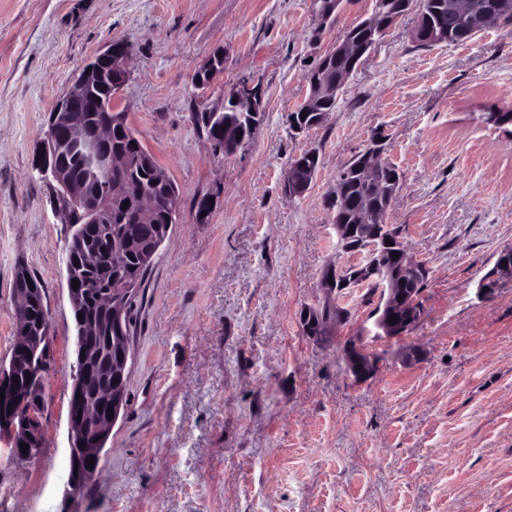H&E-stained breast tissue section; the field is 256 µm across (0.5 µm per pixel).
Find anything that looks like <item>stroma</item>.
I'll list each match as a JSON object with an SVG mask.
<instances>
[{
	"label": "stroma",
	"instance_id": "obj_1",
	"mask_svg": "<svg viewBox=\"0 0 512 512\" xmlns=\"http://www.w3.org/2000/svg\"><path fill=\"white\" fill-rule=\"evenodd\" d=\"M372 8L347 0L322 31L313 0H0V360L18 265L41 279L53 322L43 448L24 465L0 450V512H512V279L479 290L512 247V136L478 119L512 109V23L422 48L410 7L325 122L295 134L307 72ZM111 40L132 49L112 106L180 196L134 310L127 403L97 479L74 493L71 227L33 158L56 101ZM220 47L223 73L194 92ZM244 77L265 116L227 157L194 114ZM376 135L402 175L388 221L428 269L420 316L395 338L379 336L368 285L320 286L327 266L362 260L341 249L330 197ZM309 150L317 172L288 197V164ZM326 306L341 318L307 335L302 312ZM351 343L378 360L367 379L347 370Z\"/></svg>",
	"mask_w": 512,
	"mask_h": 512
}]
</instances>
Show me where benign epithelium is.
Wrapping results in <instances>:
<instances>
[{
    "label": "benign epithelium",
    "instance_id": "1",
    "mask_svg": "<svg viewBox=\"0 0 512 512\" xmlns=\"http://www.w3.org/2000/svg\"><path fill=\"white\" fill-rule=\"evenodd\" d=\"M316 14L320 20V28L332 24L343 8V0H314ZM453 8L458 13L473 19L479 26L486 27L504 16L512 15V0H486L477 3L475 0H456ZM399 19L397 15H387L384 10L373 7L370 16L359 22L368 30V39L359 46L348 37L332 46L320 61V66L307 74L308 94L297 111L314 112L325 103L337 101L346 79L358 66L361 58L368 54L380 38ZM131 54L129 44L122 40L111 41L101 52L92 58L85 68L91 72L84 73L83 79L71 85L68 91L57 101L49 113L47 131L43 140V158L39 159L36 170L52 179L57 184L56 207L71 224L77 214L85 213L94 223L106 222L112 217V199L119 198L130 191V185L123 181L112 184L111 191L104 195L90 196L84 192L72 170L60 164L58 155L60 145L79 152L90 168L99 175L110 176L112 170L120 169L131 164L128 157H114L105 152V142L112 128V123L103 122L91 129L79 123L74 118V112L87 96V86L97 79L100 70L97 62L104 59L108 63V77L113 90H119L128 77V61ZM348 59L351 65L346 71L336 73V78L328 77L336 61ZM216 74L214 62L208 58L196 72L195 80L199 88L210 86L213 75ZM263 91L257 85L241 81L231 89L224 90L221 103L206 108L212 119L220 117V113L228 103L233 108L252 118L262 112ZM65 133L64 141H59L57 132ZM384 152L383 140L379 136L371 138L365 152L353 159L344 167L338 177H344L355 171L360 180L370 187V198L376 199L391 208L399 192L396 181L388 180L382 175L386 162L382 160ZM297 164L288 166L283 188L285 193L293 197H301L308 190L314 173L301 177L295 172ZM165 207L169 219L176 217L177 202L169 199L161 204L153 198L143 199L141 218L144 222L151 221L159 207ZM363 224H343L339 218H334L338 242L345 251H353L362 255V261L351 267V270L340 268L328 269V277L322 279L321 287L332 289L334 283L344 288L382 280L385 283L384 295L378 307L376 327L380 334L387 337L398 336L396 325L388 323V318L399 311L405 320L415 322L419 315L416 302L418 287L427 275L424 265L412 261L406 253L399 237H389L380 230V225L370 223L371 217H364ZM393 242V247L399 251V261L392 269L380 265L379 260L387 248V241ZM502 276L512 277V259L506 260V265L497 266L494 273L485 278L479 289H492ZM33 288H20L16 294L17 307L15 320L18 325L24 324L27 304L32 302ZM131 292L126 287L109 296L106 306L112 315V322L122 324L125 318V295ZM121 350L120 363L107 367L115 376L122 377L127 371L130 357L129 339L118 337ZM51 358V327H46L40 336H18L11 351L10 359L0 363V389H4V400L0 402V440L8 444L9 456L19 464L34 461L41 452V428L39 418L33 412L30 401L44 389L45 376L49 369ZM22 366L30 373L31 379H21L13 384L16 367ZM348 365L352 374L357 378L369 376L375 370V361L362 353L357 346L350 347ZM85 373L72 377V395L68 413L70 438V458L78 464L77 475L69 476V483L75 487L80 480L93 478L99 472L101 451L105 447L113 425L123 408V393L119 389L112 390L109 398L110 406L114 409L113 417L86 408L78 394L83 392ZM8 386H3V383ZM28 445V451H21V444ZM94 457L93 467H84L89 457Z\"/></svg>",
    "mask_w": 512,
    "mask_h": 512
}]
</instances>
